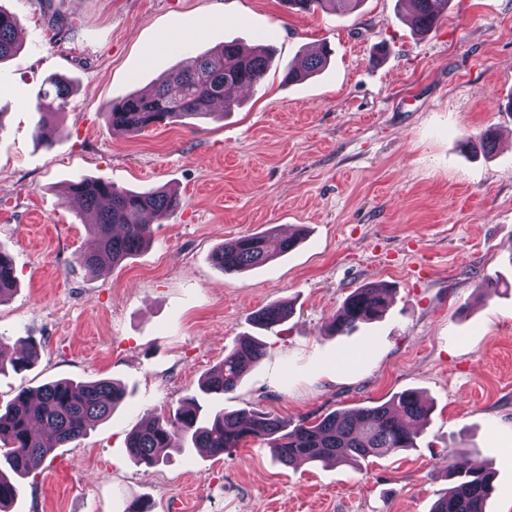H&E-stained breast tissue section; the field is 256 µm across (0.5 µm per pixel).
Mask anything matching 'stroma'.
Instances as JSON below:
<instances>
[{
	"instance_id": "1",
	"label": "stroma",
	"mask_w": 512,
	"mask_h": 512,
	"mask_svg": "<svg viewBox=\"0 0 512 512\" xmlns=\"http://www.w3.org/2000/svg\"><path fill=\"white\" fill-rule=\"evenodd\" d=\"M24 44L0 63V249L16 287L0 339L30 336L28 370L0 374V404L44 383L108 378L128 395L86 436L21 481L9 512H430L447 456L495 473L486 512H512V0H449L423 35L398 0L355 12L283 0H0ZM227 41L273 46L260 87L232 111L135 135L104 107ZM327 66L290 83L320 47ZM61 75L68 105L35 138V94ZM494 130L492 150L478 141ZM104 177L132 191L177 190L151 241L100 274L77 262L89 216L68 183ZM278 227L304 239L272 263L227 274L224 241ZM391 287L385 316L345 336L325 329L345 298ZM289 302L293 316L256 332L251 316ZM265 356L218 402L298 424L414 389L432 403L415 448L362 467L274 461L263 439L223 455L170 452L134 462L127 434L198 395L242 336Z\"/></svg>"
}]
</instances>
